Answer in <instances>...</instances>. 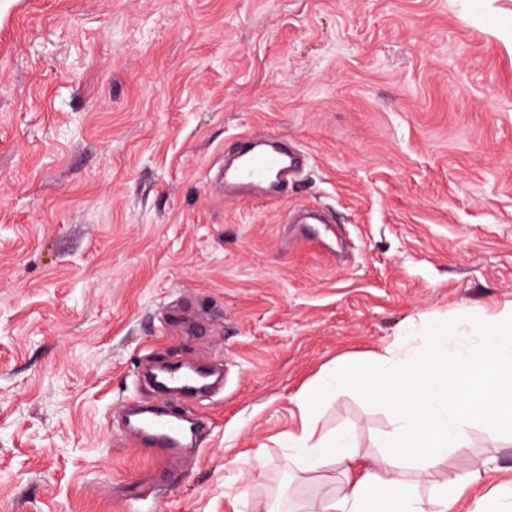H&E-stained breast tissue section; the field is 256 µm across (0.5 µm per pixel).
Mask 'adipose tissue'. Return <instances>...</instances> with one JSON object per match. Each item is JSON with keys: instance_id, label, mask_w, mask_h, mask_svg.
Masks as SVG:
<instances>
[{"instance_id": "ef3b65f1", "label": "adipose tissue", "mask_w": 512, "mask_h": 512, "mask_svg": "<svg viewBox=\"0 0 512 512\" xmlns=\"http://www.w3.org/2000/svg\"><path fill=\"white\" fill-rule=\"evenodd\" d=\"M452 328L447 319L432 320L425 350L378 355L381 377L368 392L393 407L399 426L374 465L355 468L347 438L320 433L313 422L323 403L360 376V369L337 364L301 390V427L288 436L293 462L305 470L328 462L348 475L335 496L311 503L310 512H449L447 483H439L436 497L427 501L415 483L400 480L401 471L414 468L417 481L437 475L461 440L464 418H485L512 431V310L484 322L479 355L464 362L448 357Z\"/></svg>"}]
</instances>
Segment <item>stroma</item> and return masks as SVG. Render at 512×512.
<instances>
[{"mask_svg":"<svg viewBox=\"0 0 512 512\" xmlns=\"http://www.w3.org/2000/svg\"><path fill=\"white\" fill-rule=\"evenodd\" d=\"M269 131L306 153L287 195L221 196ZM511 307L512 0H0V512H303L343 480L289 460L304 386L436 316L475 350ZM162 359L224 370L170 401L196 452L117 432ZM318 425L369 465L396 414L355 382ZM460 429L452 512H479L512 435ZM285 222L286 224H307L304 235L312 239H318L320 238V231L315 224H330V218L322 210L298 207L288 212Z\"/></svg>","mask_w":512,"mask_h":512,"instance_id":"obj_1","label":"stroma"}]
</instances>
